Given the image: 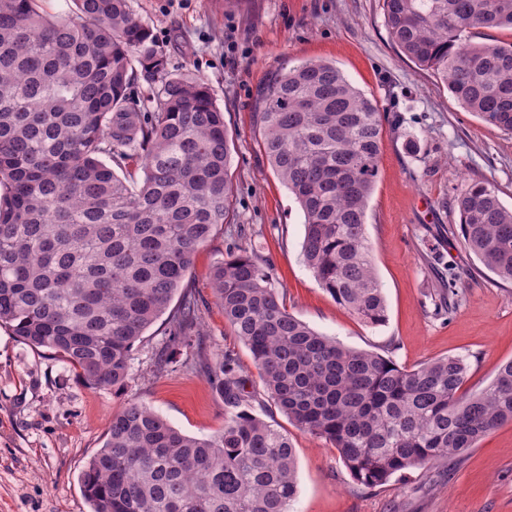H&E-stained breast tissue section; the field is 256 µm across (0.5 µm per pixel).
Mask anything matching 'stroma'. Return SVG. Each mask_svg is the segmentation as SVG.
<instances>
[{
  "instance_id": "35a3bbf8",
  "label": "stroma",
  "mask_w": 512,
  "mask_h": 512,
  "mask_svg": "<svg viewBox=\"0 0 512 512\" xmlns=\"http://www.w3.org/2000/svg\"><path fill=\"white\" fill-rule=\"evenodd\" d=\"M132 7L166 45L171 69L211 87L233 136L234 212L197 252L186 282L202 304L207 344L231 355L247 380L250 411L296 449L290 512H512V422L448 467L411 468L372 489L357 485L336 448L297 428L267 397L208 278L227 254L251 248L271 265L288 312L321 334L404 369L461 356L466 388H484L512 359V284L480 269L448 227L460 222L455 197L475 181L490 182L512 208V133L483 123L443 78L401 54L382 0H132ZM312 58L335 62L382 114L367 226L388 307L376 327L338 306L304 265L303 214L258 143L260 88L281 67ZM451 283L458 297L449 308L442 293ZM164 327L157 320L135 344L120 393L88 386L47 349L0 328V512H90L79 474L102 447L109 418L129 401L148 404L188 435L223 431L229 413L203 374L185 368V348L173 347L172 372L151 374Z\"/></svg>"
}]
</instances>
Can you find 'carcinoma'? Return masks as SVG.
<instances>
[{"mask_svg": "<svg viewBox=\"0 0 512 512\" xmlns=\"http://www.w3.org/2000/svg\"><path fill=\"white\" fill-rule=\"evenodd\" d=\"M0 0V327L122 390L132 349L167 316L171 345L234 410L209 438L181 433L142 402L111 416L79 480L90 512H288L297 495L287 435L241 409L234 359L207 351L184 287L197 251L228 222L232 140L205 82L169 68L131 0ZM390 38L486 124L512 132V44L467 41L512 28V0H382ZM139 84L146 99L133 97ZM259 146L304 215L302 255L363 324L387 305L371 261L369 200L379 175L377 102L335 63L307 59L259 90ZM138 163L142 179L115 169ZM464 247L512 283V209L488 182L455 199ZM224 320L250 350L267 396L299 429L330 443L357 484L446 465L512 422V360L483 389L445 356L407 370L321 335L289 313L246 249L209 274Z\"/></svg>", "mask_w": 512, "mask_h": 512, "instance_id": "1", "label": "carcinoma"}]
</instances>
